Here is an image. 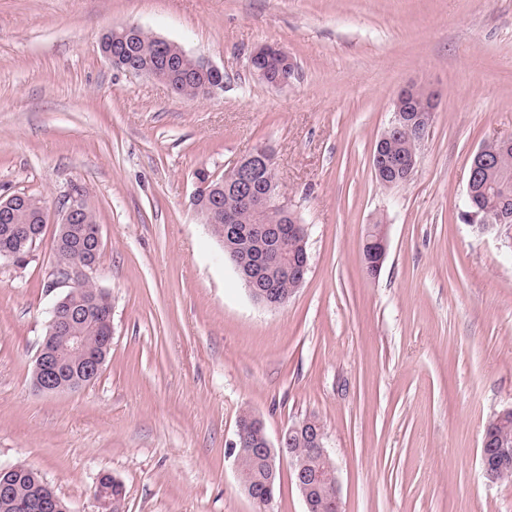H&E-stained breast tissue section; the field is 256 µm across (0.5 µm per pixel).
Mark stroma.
Returning a JSON list of instances; mask_svg holds the SVG:
<instances>
[{
  "label": "stroma",
  "mask_w": 512,
  "mask_h": 512,
  "mask_svg": "<svg viewBox=\"0 0 512 512\" xmlns=\"http://www.w3.org/2000/svg\"><path fill=\"white\" fill-rule=\"evenodd\" d=\"M135 24L221 69L186 98L114 68L100 42ZM272 44L283 86L249 68ZM438 107L408 181L381 186L375 143L406 85ZM512 137V0H0V200L41 198L27 264L0 260V467L38 472L70 512H255L230 446L243 411L270 439L319 417L342 512H512L480 464L512 407V248L462 223L474 154ZM308 233L310 271L279 309L249 295L196 215V173L256 146ZM80 189L112 303L100 375L31 382L49 310L53 220ZM387 228L377 277L361 262ZM370 229H372V230H370V234H372V237L370 238V242H369V244L372 246L370 265L375 270V272H378L386 258V254H387L386 226L382 225L377 228H372V226H371ZM370 234L367 229L366 237L364 238L363 245H362V264H363L364 272L368 276H373L372 271L370 270V267H369L368 261H367V255H368L367 242L369 240ZM113 481L116 480L108 474H103L97 479L93 496L98 504V512L122 511L123 500L120 496H112Z\"/></svg>",
  "instance_id": "35a3bbf8"
}]
</instances>
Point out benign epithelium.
Returning a JSON list of instances; mask_svg holds the SVG:
<instances>
[{"label": "benign epithelium", "mask_w": 512, "mask_h": 512, "mask_svg": "<svg viewBox=\"0 0 512 512\" xmlns=\"http://www.w3.org/2000/svg\"><path fill=\"white\" fill-rule=\"evenodd\" d=\"M137 29L129 25L114 29L102 39L101 51L112 64L128 73L152 77L167 87H172L168 73L158 68H141L132 66L122 57L112 52V43L127 40ZM291 62L288 54L273 45H260L250 56V66L253 73L262 81L281 86L282 78L273 73V69ZM195 68L209 77L207 84L208 95L215 94L224 88V73L217 67L202 61H195ZM436 98L423 105L417 112H407L402 106H397L388 126L379 137L377 151L373 155V164L377 172L395 180H407L416 168L419 150L426 133L434 119ZM413 131L414 148L402 159H394L387 152V142L393 137ZM274 167L273 155L264 146L255 148L249 155L235 161L224 172V183L237 194L251 200L257 211H276L290 218L294 214L280 200V192L274 183H265L269 172ZM495 170V157L483 144L473 158L467 193L474 194L478 186L485 187L491 183L489 174ZM193 205L196 212L203 218L204 223H210L219 215L220 208L210 204L193 194ZM85 208L83 193L73 190L64 201L55 228L58 229L56 240L60 241L69 236L70 228L78 214ZM460 219L465 224H472L484 231H493L505 244L512 245V209L503 206L495 216L481 211H462ZM371 260L374 270H379L387 254L386 226L382 225L370 230ZM40 234L31 233L26 227L13 225L8 230L6 244L0 247V258L10 260L19 265L27 260L32 249L36 246ZM306 238L305 225L293 224H252L242 226L236 223V216L227 212L224 214V230L218 240L228 245L240 239H254L258 242V250L247 255L231 252L232 264L245 283L250 296L258 303L276 309L284 306L296 288L302 285L309 271V256L305 253L296 256L288 253V239ZM98 260L93 259L81 273L75 274L70 270L53 269V279L49 287L62 288L64 292L54 302L50 309L47 323V336L41 343L34 365V386L45 394H58L70 390L73 385H87L100 374L106 358L112 348V313L105 314L106 329L99 337V347L96 351L87 350L84 337L76 334L72 326L80 318L79 308L70 303L74 294L81 288L82 283L90 279V274L96 269ZM290 279L294 288L283 294L270 283L271 274ZM82 355V363L74 367L70 356ZM252 436L251 451L264 465L266 480L263 491L246 483L240 466V454L237 449L245 446L246 435ZM237 439L233 444L235 453L234 467L236 478L241 490L255 505L270 507L274 502V488L279 477L280 463L288 459L298 489L306 506V512H312L316 492L322 481L327 480L334 487V494L324 503V512H341L340 487L335 466H330L327 473L322 475L312 470L308 464L311 458L330 459V451L325 445V429L323 424L313 416H309L293 425L288 432L279 438L278 445H273L267 435L263 421L253 413L239 417L237 421ZM305 437L307 447L292 448L293 438ZM488 439L482 440L481 466L485 477L496 482L500 470L512 461V450L500 448L498 458L485 451ZM112 476L103 474L98 477L94 487V499L98 504V512H122L123 500L112 495ZM45 492L36 498L22 502L17 508L22 512H69L64 501L57 495L54 488L46 481L41 483Z\"/></svg>", "instance_id": "benign-epithelium-1"}]
</instances>
